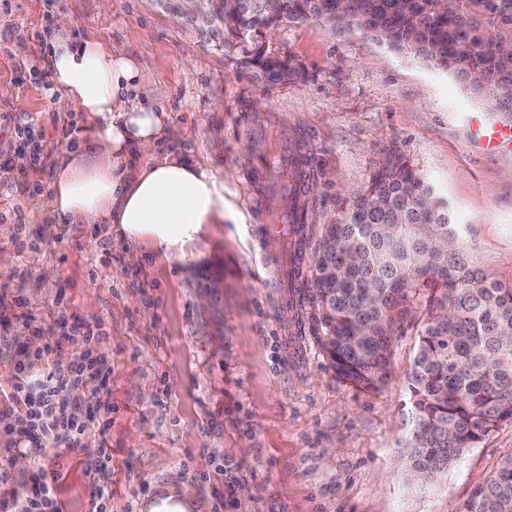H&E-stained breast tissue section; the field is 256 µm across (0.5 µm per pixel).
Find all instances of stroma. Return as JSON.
Segmentation results:
<instances>
[{
    "label": "stroma",
    "mask_w": 512,
    "mask_h": 512,
    "mask_svg": "<svg viewBox=\"0 0 512 512\" xmlns=\"http://www.w3.org/2000/svg\"><path fill=\"white\" fill-rule=\"evenodd\" d=\"M58 38L123 45L180 131L157 155L188 153L223 178V223L203 225L183 254L128 241L116 224L47 230L57 158L93 133L81 112L56 107L45 60ZM266 42L305 79L268 90L235 74L211 39L151 0H0V391L17 351L47 335L68 355L80 329L102 327L91 350L112 367L109 430L91 421L86 388L64 392L78 448L23 447L26 466L8 465L55 471L62 512H90L84 454L104 445L111 512H141L165 487L190 491L203 512H464L512 458L506 423L432 480L413 479L404 443L417 325L394 337L377 390L337 379L289 312L287 285L268 281L280 247L259 230L273 156L301 157L308 218L321 224L394 145L447 202L482 268L510 283L512 139L490 149L482 132L512 128V116L369 37L298 22Z\"/></svg>",
    "instance_id": "obj_1"
}]
</instances>
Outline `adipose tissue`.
<instances>
[{
	"mask_svg": "<svg viewBox=\"0 0 512 512\" xmlns=\"http://www.w3.org/2000/svg\"><path fill=\"white\" fill-rule=\"evenodd\" d=\"M60 92L59 111L84 112L93 140L59 158L51 217L74 224H117L126 237L147 236L164 253L195 241L203 225L224 221V182L205 164L184 156H154L174 129L166 112L139 99V64L119 44L56 40L49 57ZM147 159L135 171L132 152Z\"/></svg>",
	"mask_w": 512,
	"mask_h": 512,
	"instance_id": "adipose-tissue-1",
	"label": "adipose tissue"
}]
</instances>
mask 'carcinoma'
<instances>
[{"mask_svg":"<svg viewBox=\"0 0 512 512\" xmlns=\"http://www.w3.org/2000/svg\"><path fill=\"white\" fill-rule=\"evenodd\" d=\"M312 21L358 32L461 78L512 114V0H226L184 19L221 41L224 58L272 88L303 71L272 55L266 34ZM307 174L288 210L301 253ZM307 287L296 289L304 327L336 377L375 390L389 377L393 337L419 327L408 372L412 471L430 479L503 422H512V285L471 257L448 206L410 157L389 148L367 180L336 201L320 227ZM465 512H512V458Z\"/></svg>","mask_w":512,"mask_h":512,"instance_id":"carcinoma-1","label":"carcinoma"}]
</instances>
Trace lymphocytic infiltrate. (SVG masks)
Instances as JSON below:
<instances>
[{"label": "lymphocytic infiltrate", "instance_id": "obj_1", "mask_svg": "<svg viewBox=\"0 0 512 512\" xmlns=\"http://www.w3.org/2000/svg\"><path fill=\"white\" fill-rule=\"evenodd\" d=\"M112 373L108 364L92 365L63 356L56 341L50 340L36 351H25L16 360V376L11 390L0 402V420L17 428L19 438L64 443L75 447L74 426L58 398L76 385H83L90 402L99 409L103 428L112 424V408L101 399V389ZM55 473L41 471L31 480L26 494L13 489L11 473L0 467V512H61L54 495Z\"/></svg>", "mask_w": 512, "mask_h": 512}]
</instances>
